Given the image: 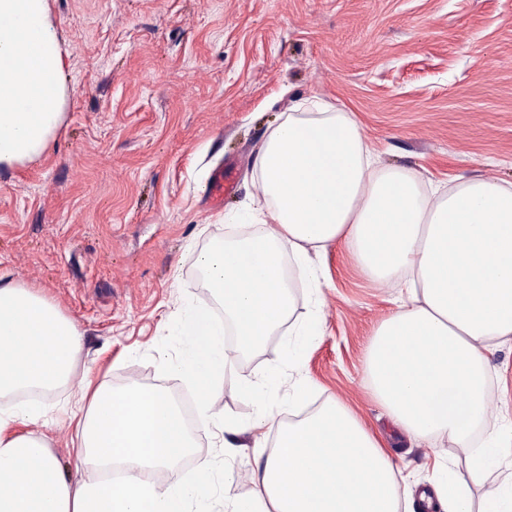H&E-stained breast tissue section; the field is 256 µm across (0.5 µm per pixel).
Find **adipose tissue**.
Returning <instances> with one entry per match:
<instances>
[{"mask_svg": "<svg viewBox=\"0 0 512 512\" xmlns=\"http://www.w3.org/2000/svg\"><path fill=\"white\" fill-rule=\"evenodd\" d=\"M64 58L47 0H0V166L45 151L63 116ZM263 207L250 212L244 239L213 246L201 259L233 328L199 314L181 331V365L201 386L198 413L210 420L214 381L242 355L260 351L287 327L286 366L273 365L242 389L256 400L254 448L260 463L233 512H400L409 492L395 469L391 441L331 401L293 425L269 408L282 388L303 401L298 371L321 333L317 315L291 323L295 297L285 253L312 270L329 247L347 250L372 279L404 282L406 296L374 330L365 354L369 387L409 438L446 440L466 469L437 457L435 512H512V423L490 427L487 360L512 340V183L473 177L423 189L409 170L376 169L354 113L313 97L268 134L258 151ZM82 350L76 324L53 303L15 284L0 285V396L67 384ZM37 408L0 410V512H188L208 498L204 481L170 486L146 480L174 466L193 445L176 401L157 389L117 392L99 385L81 429L84 462L126 467L121 486L72 481L47 442L23 427ZM487 432L473 447L477 427ZM275 429L266 449L262 429Z\"/></svg>", "mask_w": 512, "mask_h": 512, "instance_id": "adipose-tissue-1", "label": "adipose tissue"}]
</instances>
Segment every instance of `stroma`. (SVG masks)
Instances as JSON below:
<instances>
[{"mask_svg":"<svg viewBox=\"0 0 512 512\" xmlns=\"http://www.w3.org/2000/svg\"><path fill=\"white\" fill-rule=\"evenodd\" d=\"M65 55L63 121L49 148L0 167V282L53 300L77 325L83 350L60 388L1 398L31 403L75 481L86 467L76 423L87 380L191 393L179 368L180 328L221 300L198 262L225 235H246L259 199L257 152L271 127L313 95L355 113L382 166L447 184L482 175L512 183V0H47ZM237 166L233 192L209 199L218 165ZM322 333L301 362L313 406L337 399L389 435L412 488L435 453L391 424L368 388L365 351L395 309L394 283L368 279L340 247L318 260ZM284 331L224 370L215 417L194 429L182 467L153 470L176 483L209 463L204 512L246 494L255 467L241 390L284 361ZM490 384L512 421V342L489 356ZM238 423L235 432L225 421Z\"/></svg>","mask_w":512,"mask_h":512,"instance_id":"obj_1","label":"stroma"}]
</instances>
